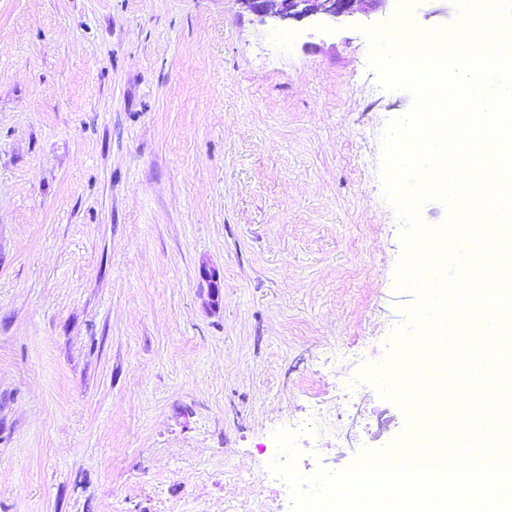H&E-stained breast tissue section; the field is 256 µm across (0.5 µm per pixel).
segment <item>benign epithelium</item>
Instances as JSON below:
<instances>
[{"instance_id": "1", "label": "benign epithelium", "mask_w": 512, "mask_h": 512, "mask_svg": "<svg viewBox=\"0 0 512 512\" xmlns=\"http://www.w3.org/2000/svg\"><path fill=\"white\" fill-rule=\"evenodd\" d=\"M243 8L261 22L274 23L305 18L322 17L337 19L352 17L364 11L366 3L380 0H239Z\"/></svg>"}]
</instances>
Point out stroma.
Listing matches in <instances>:
<instances>
[{
	"instance_id": "1",
	"label": "stroma",
	"mask_w": 512,
	"mask_h": 512,
	"mask_svg": "<svg viewBox=\"0 0 512 512\" xmlns=\"http://www.w3.org/2000/svg\"><path fill=\"white\" fill-rule=\"evenodd\" d=\"M239 0H0V512H275V433L360 383L306 473L401 436L402 224L372 26Z\"/></svg>"
}]
</instances>
